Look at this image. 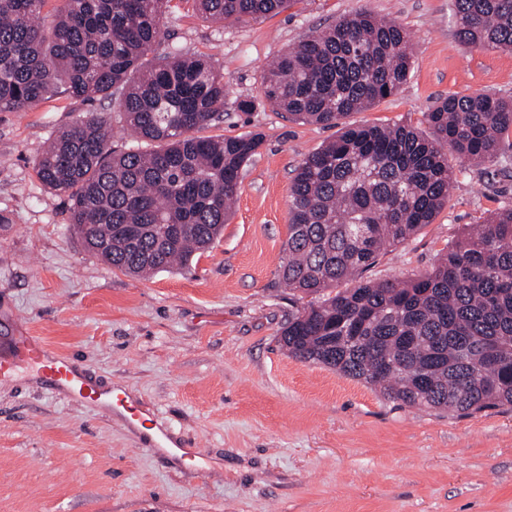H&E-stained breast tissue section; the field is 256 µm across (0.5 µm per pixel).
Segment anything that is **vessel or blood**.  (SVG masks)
I'll list each match as a JSON object with an SVG mask.
<instances>
[{
  "label": "vessel or blood",
  "instance_id": "vessel-or-blood-1",
  "mask_svg": "<svg viewBox=\"0 0 512 512\" xmlns=\"http://www.w3.org/2000/svg\"><path fill=\"white\" fill-rule=\"evenodd\" d=\"M34 366L49 383L53 391L63 398H80L104 412L124 406L128 419H137L140 410L123 405L121 398L102 387L95 378L79 369L69 358L52 351L46 343L28 329L19 328L12 339V354L0 361V375L10 372L19 364Z\"/></svg>",
  "mask_w": 512,
  "mask_h": 512
}]
</instances>
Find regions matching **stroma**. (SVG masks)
Returning <instances> with one entry per match:
<instances>
[{
	"label": "stroma",
	"instance_id": "35a3bbf8",
	"mask_svg": "<svg viewBox=\"0 0 512 512\" xmlns=\"http://www.w3.org/2000/svg\"><path fill=\"white\" fill-rule=\"evenodd\" d=\"M360 11L411 36L394 95L345 119L427 131L443 98L512 97V52L460 44L453 0H291L257 21L215 22L172 0L165 27L211 57L229 102L205 137L259 132L224 230L192 267L146 277L112 268L69 224L70 201L33 166L55 131L105 115L115 145L136 146L118 105L64 94L0 112V357L14 317L105 387L120 384L171 428L150 450L123 414L53 393L35 368L0 376V512H512V406L465 416L398 406L380 388L300 361L278 338L302 305L279 277L289 192L300 161L335 129L289 120L267 101V65L302 38ZM251 97L242 114L234 100ZM512 208V134L499 157L456 165L433 222L382 251L364 274L431 269L468 225Z\"/></svg>",
	"mask_w": 512,
	"mask_h": 512
}]
</instances>
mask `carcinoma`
<instances>
[{
    "mask_svg": "<svg viewBox=\"0 0 512 512\" xmlns=\"http://www.w3.org/2000/svg\"><path fill=\"white\" fill-rule=\"evenodd\" d=\"M0 0V112L64 89L118 102L136 138L112 148L107 119L58 130L35 162L39 181L72 201L84 248L124 273L186 268L220 235L258 133L202 137L224 116V74L167 42L170 0ZM214 21L258 20L288 0H197ZM460 43L512 50V0H454ZM166 43L163 51L156 46ZM412 64L399 24L362 11L299 41L264 71L265 98L288 117L339 127L305 156L290 188L279 275L309 301L288 318V355L378 386L404 407L467 415L512 405V208L466 230L431 270L360 280L388 245L432 222L448 201L452 161L498 158L512 98L450 96L405 125L340 126L394 95Z\"/></svg>",
    "mask_w": 512,
    "mask_h": 512,
    "instance_id": "carcinoma-1",
    "label": "carcinoma"
}]
</instances>
